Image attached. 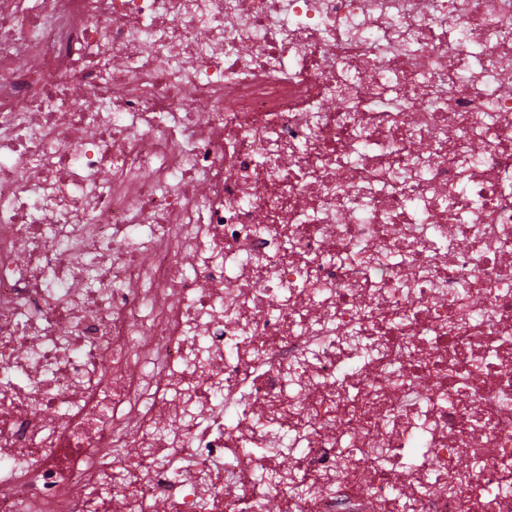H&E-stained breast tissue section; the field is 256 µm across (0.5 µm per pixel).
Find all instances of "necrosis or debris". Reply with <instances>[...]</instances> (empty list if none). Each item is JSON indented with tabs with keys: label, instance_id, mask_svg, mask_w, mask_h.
Here are the masks:
<instances>
[{
	"label": "necrosis or debris",
	"instance_id": "obj_1",
	"mask_svg": "<svg viewBox=\"0 0 512 512\" xmlns=\"http://www.w3.org/2000/svg\"><path fill=\"white\" fill-rule=\"evenodd\" d=\"M271 495L512 512V0H0V512Z\"/></svg>",
	"mask_w": 512,
	"mask_h": 512
}]
</instances>
